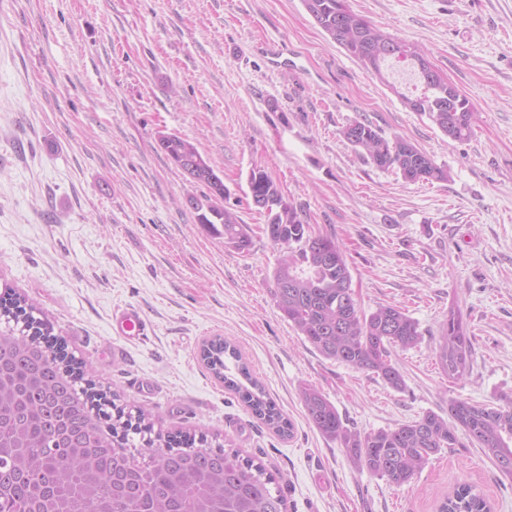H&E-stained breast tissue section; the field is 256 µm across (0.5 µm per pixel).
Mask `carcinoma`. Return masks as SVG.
<instances>
[{"mask_svg":"<svg viewBox=\"0 0 512 512\" xmlns=\"http://www.w3.org/2000/svg\"><path fill=\"white\" fill-rule=\"evenodd\" d=\"M321 30L349 56L380 80L383 66L405 62L421 86L413 97L402 96L411 111L428 118L448 139L464 141L472 134L473 105L436 70L419 68V48L371 24L354 13L347 0H302ZM339 135L356 150L364 151L382 170L399 173L407 182L448 180V170L411 141L388 139L367 120H354ZM159 147L175 166L206 192L190 196L189 206L198 224L224 239L241 253L252 240L239 216L224 207L228 188L208 158L188 138L177 133L160 137ZM252 204L266 217L264 232L280 249L272 273L273 296L283 317L324 358L381 378L401 391L405 382L391 360L392 349L413 348L422 333L418 323L401 308L378 305L363 311L351 288L346 256L335 240L313 232L293 205L285 202L274 180L263 170L248 177ZM36 308L12 287L0 293V319L21 325L19 333H0V351L25 347L39 355L35 364L15 367L23 405L39 415L42 405L34 396L56 395L49 402L58 423L70 420V409L94 416L93 436L112 449L107 466L88 473L60 446L58 428L48 421L24 438L0 434V512H21L28 505L31 482L55 484L61 492L55 512H90L95 499L111 501V512H139L145 500L156 501L155 512H165L157 498V477L168 475L167 493L184 501L186 512H286V500L276 478L266 467L218 436L155 428L151 414L132 412L101 389L95 377L85 375L84 363L67 351L65 340L53 334V325L34 315ZM437 362L448 378H464L471 366V336L463 313L448 308L435 347ZM200 358L213 376L237 394L251 412L276 434L286 436L291 423L254 379L240 350L221 336L209 339ZM85 382L81 391L66 393L57 378ZM301 399L310 424L325 438L338 442L361 470L386 479L396 487L410 482L430 456L454 448L457 432L483 450L498 474L512 478V397L503 404H479L465 399L448 401V417L427 412L394 428L360 432L348 425L334 404L319 390L304 387ZM112 407L108 412L105 407ZM440 512H490L488 502L473 486L463 483L439 506Z\"/></svg>","mask_w":512,"mask_h":512,"instance_id":"1","label":"carcinoma"}]
</instances>
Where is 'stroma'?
<instances>
[{"label":"stroma","mask_w":512,"mask_h":512,"mask_svg":"<svg viewBox=\"0 0 512 512\" xmlns=\"http://www.w3.org/2000/svg\"><path fill=\"white\" fill-rule=\"evenodd\" d=\"M419 46L475 105L468 140H448L330 40L302 0H0V288L24 294L68 350L163 428L232 440L275 474L287 512H438L458 482L512 512L503 481L466 435L395 487L358 469L307 420L300 390L324 393L349 426L392 427L448 401L512 396V0H348ZM368 120L448 170L407 182L339 130ZM193 140L252 238L241 254L187 204L201 185L158 138ZM267 172L314 231L344 250L363 309L402 307L422 340L392 360L405 388L325 359L273 296L279 251L249 197ZM472 331L467 376L434 352L450 303ZM139 307L144 341L112 332ZM220 335L292 423L282 437L205 368Z\"/></svg>","instance_id":"35a3bbf8"}]
</instances>
